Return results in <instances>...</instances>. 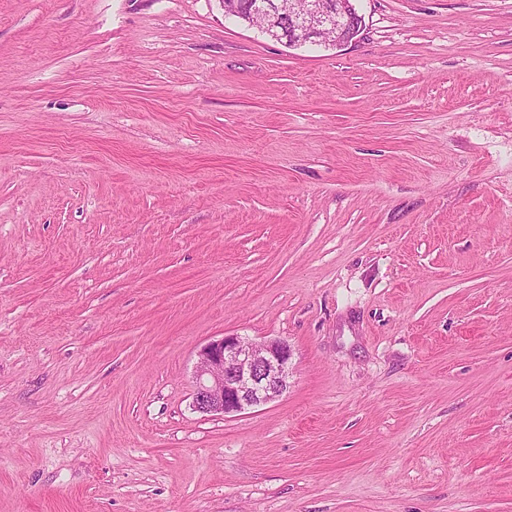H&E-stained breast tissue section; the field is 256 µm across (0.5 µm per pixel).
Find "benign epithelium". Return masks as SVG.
Masks as SVG:
<instances>
[{
    "mask_svg": "<svg viewBox=\"0 0 512 512\" xmlns=\"http://www.w3.org/2000/svg\"><path fill=\"white\" fill-rule=\"evenodd\" d=\"M249 25L290 46L319 39L341 47L360 31L353 0H255L248 6ZM291 348L282 340L256 343L224 335L201 347L195 365L192 410L203 415L240 413L279 398L288 388Z\"/></svg>",
    "mask_w": 512,
    "mask_h": 512,
    "instance_id": "obj_1",
    "label": "benign epithelium"
}]
</instances>
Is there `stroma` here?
Returning a JSON list of instances; mask_svg holds the SVG:
<instances>
[{
	"instance_id": "stroma-1",
	"label": "stroma",
	"mask_w": 512,
	"mask_h": 512,
	"mask_svg": "<svg viewBox=\"0 0 512 512\" xmlns=\"http://www.w3.org/2000/svg\"><path fill=\"white\" fill-rule=\"evenodd\" d=\"M354 4L0 0V512H512V0ZM354 0H306L300 9L296 0H257L248 6L250 26L288 46L319 39L325 46L341 47L360 31ZM291 355L282 340L224 335L208 342L198 352L192 410L225 416L274 401L288 388Z\"/></svg>"
}]
</instances>
